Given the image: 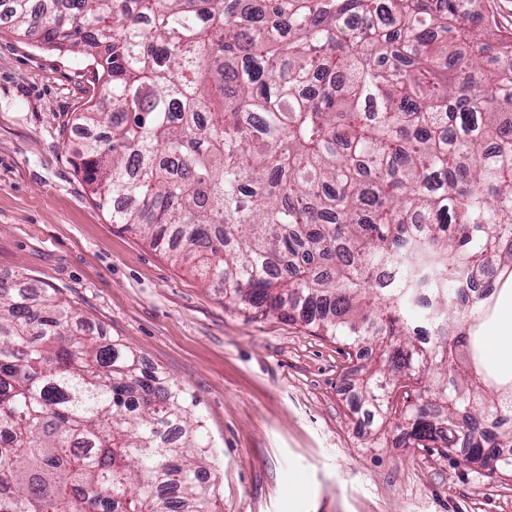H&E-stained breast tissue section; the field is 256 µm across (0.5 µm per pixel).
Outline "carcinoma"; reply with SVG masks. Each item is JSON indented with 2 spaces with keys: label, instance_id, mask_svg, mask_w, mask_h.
Returning a JSON list of instances; mask_svg holds the SVG:
<instances>
[{
  "label": "carcinoma",
  "instance_id": "1",
  "mask_svg": "<svg viewBox=\"0 0 512 512\" xmlns=\"http://www.w3.org/2000/svg\"><path fill=\"white\" fill-rule=\"evenodd\" d=\"M93 60L104 135L71 148L112 223L224 305L372 362L356 405L404 446L512 474V380L481 324L512 276V32L477 0H0ZM498 31L494 43L485 34ZM428 293L431 336L410 304ZM0 512H211L184 386L0 282Z\"/></svg>",
  "mask_w": 512,
  "mask_h": 512
}]
</instances>
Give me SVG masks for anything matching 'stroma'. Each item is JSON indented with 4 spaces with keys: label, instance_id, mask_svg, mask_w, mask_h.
Listing matches in <instances>:
<instances>
[{
    "label": "stroma",
    "instance_id": "stroma-1",
    "mask_svg": "<svg viewBox=\"0 0 512 512\" xmlns=\"http://www.w3.org/2000/svg\"><path fill=\"white\" fill-rule=\"evenodd\" d=\"M88 77L86 59L0 22V281H39L197 398L216 512H512V476L352 413L356 364L336 340L225 307L111 222L69 150L77 112L104 96Z\"/></svg>",
    "mask_w": 512,
    "mask_h": 512
}]
</instances>
